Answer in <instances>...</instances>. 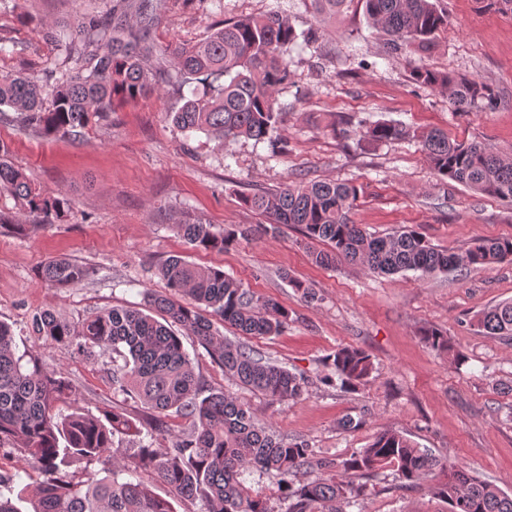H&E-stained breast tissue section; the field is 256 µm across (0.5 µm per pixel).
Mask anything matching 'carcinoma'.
Returning a JSON list of instances; mask_svg holds the SVG:
<instances>
[{
    "instance_id": "1",
    "label": "carcinoma",
    "mask_w": 512,
    "mask_h": 512,
    "mask_svg": "<svg viewBox=\"0 0 512 512\" xmlns=\"http://www.w3.org/2000/svg\"><path fill=\"white\" fill-rule=\"evenodd\" d=\"M320 15L334 16L354 0H312ZM365 15L386 36L392 51L433 49L448 29V12L437 0H359ZM164 0H111L100 13H81L64 24H43L38 36L53 51L48 84L38 77L0 72V121L46 137L81 132L92 114L159 93L166 86L197 83L192 97L169 112L184 132H203L219 141L244 137L263 141L278 128L275 90L288 80L283 54L288 46L314 35L297 33L277 13L246 16L218 24L191 46L161 48L152 33ZM418 85L439 86L458 110L474 105L493 110L498 97L489 85L437 72L413 69ZM409 135L403 126L378 122L364 133L372 142ZM421 147L434 170L487 197L512 203V160L480 142L451 139L434 130L421 136ZM0 192L20 205L26 224L13 232L33 233L69 207L66 199L35 186L0 146ZM358 189L350 183L299 182L274 192L245 195L250 209L266 217L270 230L297 225L312 242L330 250L311 252L314 262L331 266L346 261L375 274L403 271L444 272L459 266L484 267L512 263V238L477 240L462 252L432 246L413 229L375 236L353 223L351 210ZM196 248L222 250L238 240V231L217 234L211 225L187 221L176 225ZM169 294L149 293L146 303L163 316L159 321L140 310L114 307L78 321L52 310L32 319L35 335L51 345L73 347L89 360L109 358L112 391L135 399L163 432L161 415L174 410L191 419V430L172 445L140 448L139 463L113 469L102 478L64 479L62 466L71 458L92 462L113 448L114 438L129 431L132 421L114 412L100 419L76 410L62 415L55 403L67 395L69 383L34 356L17 354L11 327L0 322V447L21 448L39 473L33 490V512H172L170 503L154 495L134 470L153 469L182 498L199 499L205 512H275L270 498L246 485V475L272 477L288 501L287 512H346L364 495V485L346 479L389 468L396 480L413 487L438 462L405 435L384 430L365 448L339 461L315 459L304 440L285 444L259 425L252 407L226 392L204 394L182 336H191L247 390L271 401L301 397L309 378L255 350L235 344L213 328L217 317L243 336L278 334L288 310L254 296L214 268L171 255L158 267ZM89 271L57 258L41 268L52 285L75 286ZM484 335L512 340V302L500 303L474 316ZM421 340L433 350L453 354L448 337L424 328ZM340 388L354 390L369 381L374 362L365 350L346 346L329 358ZM446 479L434 495L447 512H512V496L475 476L467 467H443Z\"/></svg>"
}]
</instances>
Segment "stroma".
Returning a JSON list of instances; mask_svg holds the SVG:
<instances>
[{
    "mask_svg": "<svg viewBox=\"0 0 512 512\" xmlns=\"http://www.w3.org/2000/svg\"><path fill=\"white\" fill-rule=\"evenodd\" d=\"M107 3L0 0V37L17 43L13 52L0 53V69L42 76L50 51L36 24L102 11ZM439 5L448 12V30L436 49L421 54L389 51L357 6L326 17L311 0H166L154 29L163 47L194 44L225 19L270 12L296 31L315 32V43L292 46L285 56L289 79L275 94L284 114L277 150L266 141L220 144L204 133L178 130L168 114L180 93L170 87L91 119L77 138H46L0 124V145L13 162L37 187L70 202L63 217L22 236L7 228L19 216L17 201L0 193V320L12 326L19 349L38 355L70 383L57 404L60 413L79 408L101 416L116 409L137 427L116 436L98 460L70 464L67 477L101 478L114 459L132 462L150 441L148 426L140 404L113 392L101 361L33 336V315L52 310L77 320L112 306L143 307L146 293L167 291L157 266L180 255L223 270L286 308L290 318L279 335L241 337L227 325L221 331L310 380L299 399L271 402L238 388L202 346L185 339L207 391L250 403L274 434L306 440L320 458L348 457L378 432L396 430L440 461L412 488L400 487L388 469L363 477L367 495L347 512H441L430 488L451 463L473 468L512 496V341L485 336L470 324L477 312L512 301V265L393 275L345 262L322 267L298 228L256 232L264 218L240 200L292 181L335 180L357 186L351 218L371 234L411 228L450 251L480 239L512 238V204L439 176L418 140L440 129L512 154V13L484 9L482 0ZM421 64L491 85L497 109L459 112L440 88L413 82L411 71ZM343 118L350 122L347 132L334 131ZM381 121L402 124L410 137L363 140L362 131ZM185 218L217 232L251 227L255 233L224 251H205L176 233L175 223ZM59 256L89 267L91 277L66 287L44 281L41 268ZM293 278L313 288L317 301L297 293L289 284ZM426 327L445 332L462 361L425 345L419 332ZM348 345L370 353L376 367L351 392L331 381L325 364ZM348 416L358 419L357 427H343Z\"/></svg>",
    "mask_w": 512,
    "mask_h": 512,
    "instance_id": "1",
    "label": "stroma"
}]
</instances>
